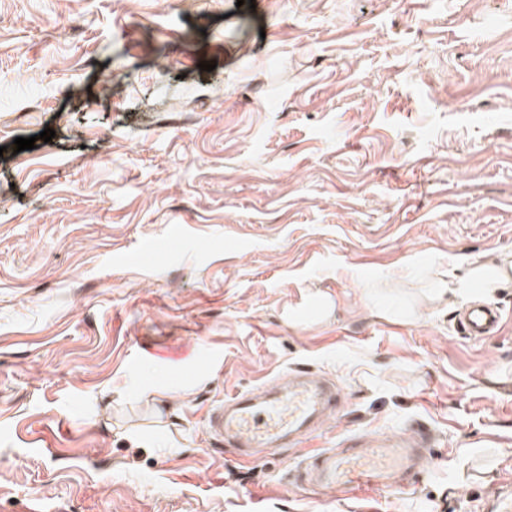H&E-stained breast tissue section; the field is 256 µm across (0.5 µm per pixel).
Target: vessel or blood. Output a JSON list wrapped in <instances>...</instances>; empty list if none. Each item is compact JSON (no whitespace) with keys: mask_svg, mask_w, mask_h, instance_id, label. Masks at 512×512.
<instances>
[{"mask_svg":"<svg viewBox=\"0 0 512 512\" xmlns=\"http://www.w3.org/2000/svg\"><path fill=\"white\" fill-rule=\"evenodd\" d=\"M503 313L498 306L471 303L458 317L466 336L485 339L500 331ZM336 405V394L322 382H298L285 388H262L234 395L210 413L215 436L231 439L237 447L273 445L293 438L302 440L315 432ZM435 437L422 431L393 435L369 447L351 445L346 454L319 452L316 469L321 482L380 492L427 461Z\"/></svg>","mask_w":512,"mask_h":512,"instance_id":"b4317fda","label":"vessel or blood"}]
</instances>
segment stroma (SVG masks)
Segmentation results:
<instances>
[{
	"instance_id": "obj_1",
	"label": "stroma",
	"mask_w": 512,
	"mask_h": 512,
	"mask_svg": "<svg viewBox=\"0 0 512 512\" xmlns=\"http://www.w3.org/2000/svg\"><path fill=\"white\" fill-rule=\"evenodd\" d=\"M502 253L512 0H0V512H489L512 283L432 286ZM298 370L340 393L317 435L209 437ZM424 428L405 490L307 481ZM458 316L461 330L473 338L495 336L503 323V313L498 306L479 301L471 303Z\"/></svg>"
}]
</instances>
